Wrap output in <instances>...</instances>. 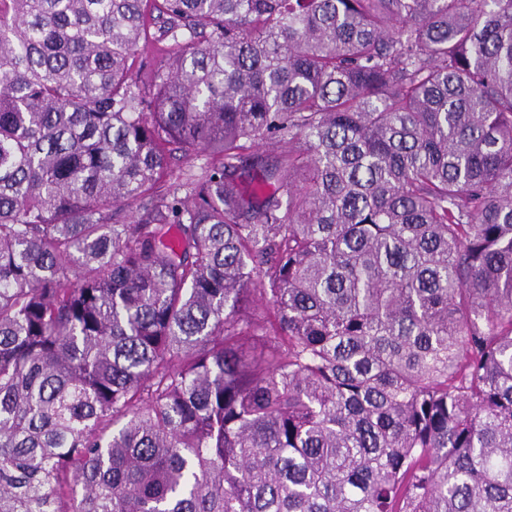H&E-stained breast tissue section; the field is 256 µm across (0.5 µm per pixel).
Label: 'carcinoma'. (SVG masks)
Here are the masks:
<instances>
[{
    "label": "carcinoma",
    "mask_w": 512,
    "mask_h": 512,
    "mask_svg": "<svg viewBox=\"0 0 512 512\" xmlns=\"http://www.w3.org/2000/svg\"><path fill=\"white\" fill-rule=\"evenodd\" d=\"M0 512H512V0H0Z\"/></svg>",
    "instance_id": "obj_1"
}]
</instances>
